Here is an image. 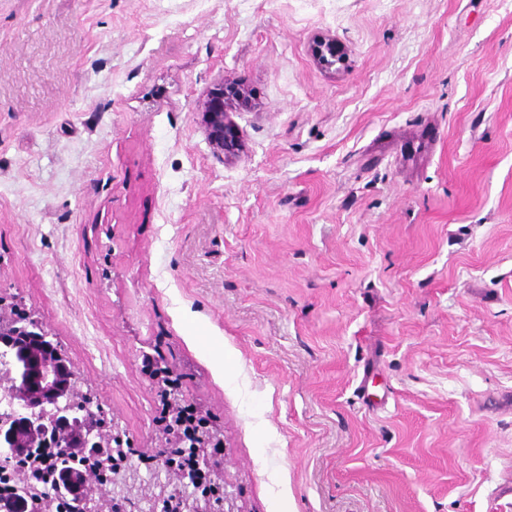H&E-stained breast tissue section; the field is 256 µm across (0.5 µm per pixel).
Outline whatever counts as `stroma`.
<instances>
[{"label":"stroma","mask_w":512,"mask_h":512,"mask_svg":"<svg viewBox=\"0 0 512 512\" xmlns=\"http://www.w3.org/2000/svg\"><path fill=\"white\" fill-rule=\"evenodd\" d=\"M0 295L140 469L158 365L246 512H512V0H0ZM224 84L220 83L208 96L204 110L206 124L211 141L224 151L235 146L236 138L230 122L227 120L228 112H224Z\"/></svg>","instance_id":"35a3bbf8"}]
</instances>
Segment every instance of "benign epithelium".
Instances as JSON below:
<instances>
[{"label":"benign epithelium","mask_w":512,"mask_h":512,"mask_svg":"<svg viewBox=\"0 0 512 512\" xmlns=\"http://www.w3.org/2000/svg\"><path fill=\"white\" fill-rule=\"evenodd\" d=\"M224 84H219L208 96L204 106L206 124L211 141L229 150L236 138L228 113L224 112ZM25 334L27 340L46 343V348L59 352L60 361L47 366L45 383L52 389V397L45 399L38 394L25 377L26 365L19 359L25 344L14 337ZM0 375H7L13 384L16 405L0 413V454L10 459L26 458L21 470L10 475L12 494L0 497V512H56L62 503L68 504L69 512H115L124 510L125 504L135 503L143 512L144 501L134 498L139 475L137 467L126 464L112 474L116 491L112 500L99 495L97 466L110 456H125L121 435L112 434L118 424L107 426L105 414L100 409L74 405L78 389L73 380L76 373L61 346L51 338L43 319L31 316L19 325L14 321L10 307L0 302ZM28 435L35 444L47 445L56 450L64 449L65 456L86 459L81 477H75L69 466L60 464L57 457L34 454L27 456L28 449L17 447L19 433ZM166 439L180 448V463L171 456L155 459L156 468L163 469L165 481L158 484L159 492L152 503L162 505V512H212L210 488L223 486L224 512H245L238 505V495L228 490L232 483L225 478L224 460L208 452V442L200 434L183 433L178 424L164 432Z\"/></svg>","instance_id":"7a95c632"}]
</instances>
